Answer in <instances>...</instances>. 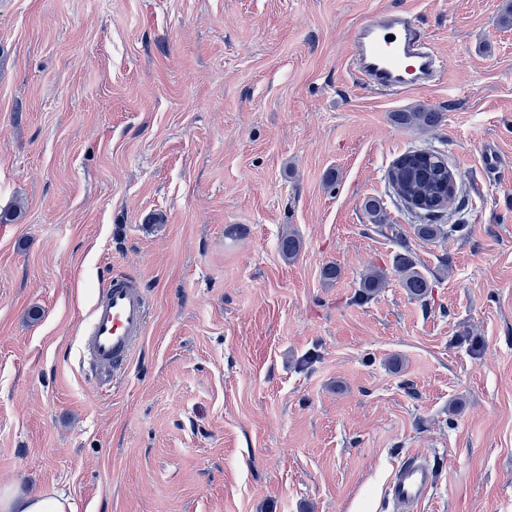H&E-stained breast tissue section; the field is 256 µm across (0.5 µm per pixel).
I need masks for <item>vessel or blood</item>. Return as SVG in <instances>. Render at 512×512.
Here are the masks:
<instances>
[{"label": "vessel or blood", "mask_w": 512, "mask_h": 512, "mask_svg": "<svg viewBox=\"0 0 512 512\" xmlns=\"http://www.w3.org/2000/svg\"><path fill=\"white\" fill-rule=\"evenodd\" d=\"M346 73L357 89L400 98L445 82L448 64L411 9L390 8L355 25ZM148 316L149 302L134 277L112 276L99 290L80 332L78 362L100 387H111L125 372L146 334ZM435 485L433 469L414 451L398 466L387 496L402 512H414Z\"/></svg>", "instance_id": "obj_1"}]
</instances>
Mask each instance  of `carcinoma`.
Returning <instances> with one entry per match:
<instances>
[{"instance_id": "obj_1", "label": "carcinoma", "mask_w": 512, "mask_h": 512, "mask_svg": "<svg viewBox=\"0 0 512 512\" xmlns=\"http://www.w3.org/2000/svg\"><path fill=\"white\" fill-rule=\"evenodd\" d=\"M441 118L440 113L420 108L415 112H400L397 123L403 127L426 129L435 125ZM390 188L407 209L423 217L422 223L416 225L417 236L426 241L448 237L463 230L462 224H442L440 217L460 194L462 181L448 165L444 154L437 150L409 149L400 154L387 172ZM364 210L378 222L379 231L385 235L399 237L397 225L382 223L383 205L380 200L368 197L364 201ZM282 255L294 259L301 250V240L290 233L280 242ZM393 269L399 276L400 285L416 299H425L431 292L432 285L418 269L410 250L402 247L395 255ZM388 286L386 273L373 268L361 281L357 296L359 300H368L381 289Z\"/></svg>"}]
</instances>
